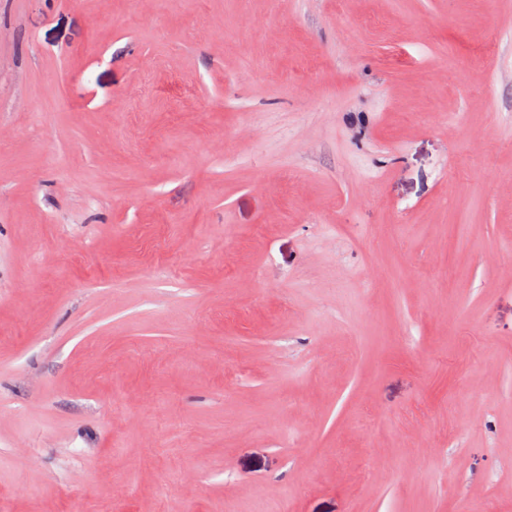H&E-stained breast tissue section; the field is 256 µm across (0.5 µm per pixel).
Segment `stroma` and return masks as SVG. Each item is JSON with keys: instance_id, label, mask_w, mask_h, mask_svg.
I'll return each mask as SVG.
<instances>
[{"instance_id": "35a3bbf8", "label": "stroma", "mask_w": 512, "mask_h": 512, "mask_svg": "<svg viewBox=\"0 0 512 512\" xmlns=\"http://www.w3.org/2000/svg\"><path fill=\"white\" fill-rule=\"evenodd\" d=\"M512 512V0H0V512Z\"/></svg>"}]
</instances>
